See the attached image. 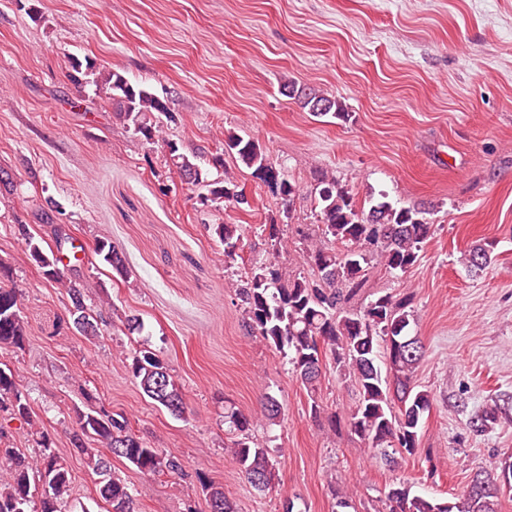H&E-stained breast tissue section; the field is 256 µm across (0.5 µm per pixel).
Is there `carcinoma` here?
I'll list each match as a JSON object with an SVG mask.
<instances>
[{
    "mask_svg": "<svg viewBox=\"0 0 512 512\" xmlns=\"http://www.w3.org/2000/svg\"><path fill=\"white\" fill-rule=\"evenodd\" d=\"M70 77L78 85L87 77L112 91V110L128 129L147 142L161 131V120L174 121L168 99L154 93L142 83L129 81L117 70H98L90 60L70 61ZM288 97L296 98L303 107L313 103L327 105L318 116H330L341 122L350 112L340 99L299 85L292 80L282 82ZM168 155L180 182L194 173L187 183L190 190H200L204 204L221 203L234 209L250 207L243 188L232 177L209 178L201 165V157L179 152L176 144L166 143ZM224 152L233 156L252 176L264 183L283 204V217L270 219L259 230L270 241L273 250L282 242L284 220L292 219L291 206L300 188L254 138L229 132L224 135ZM315 201L319 211L322 238L338 243L341 252L316 242L308 232L299 229L306 257L316 274L314 277L285 276L274 260L256 264L236 281V296L243 306L244 323L271 348L283 355L301 384L315 393L321 378L324 359L330 358L336 368L355 383L358 401L349 414L351 430L370 447L381 449L387 461V449H404L411 455L418 448V432L433 402L430 393L418 389L414 373L425 354L421 339L410 332L414 317L413 292L396 298L382 295L359 309H347L348 300L358 295L365 283L366 266L377 256L389 271L405 272L418 258L422 244L433 234V225L425 212L381 201L365 208L359 205L350 189L333 174L317 179ZM208 230L224 244V264L231 266L242 251L239 225L210 224ZM25 251L48 282L61 283L58 272L51 271L54 259L44 251L42 240L31 233L22 235ZM494 243L476 244L465 254L468 266L475 272L486 269L493 261ZM94 254L99 261L121 276H126L122 253L106 238L96 241ZM13 276L12 269L0 262V350L21 349L27 340V327L21 315L22 292L4 282ZM71 301L69 315L73 327L84 336L85 325L92 326L91 336L98 335V318L87 307L81 289L67 284ZM130 370L143 393L166 409L173 417L189 416L182 391L168 368L148 349L131 354ZM397 386L401 405L393 406L392 386ZM500 407L493 405L476 412L469 424L477 431L498 418ZM31 423V409L19 390L15 375L0 367V414ZM261 414L274 422L281 414L276 398L267 394L261 400ZM224 423L234 435L231 455L244 479L259 493L265 492L274 472V458L267 448L250 437L252 416L232 405L224 406ZM78 429L71 444L85 466L101 476L97 485L100 499L121 512H138L130 486L117 474L107 473L100 447L127 460L144 475L179 474L178 458L156 448L132 432L127 418L121 414L102 415L92 410L81 413ZM40 448L37 462L21 448H0V462L7 464V477L0 479V512H61L60 504L72 484L71 469L59 456L48 434L35 432ZM505 475L512 482V456L502 458L488 470L477 472L464 494L455 501L439 500L412 492V483L402 480L391 484L384 493L377 512H498L499 497L490 494L485 485ZM47 487L39 500H34L32 485ZM209 512H237L236 504L224 493V487L204 485Z\"/></svg>",
    "mask_w": 512,
    "mask_h": 512,
    "instance_id": "obj_1",
    "label": "carcinoma"
}]
</instances>
